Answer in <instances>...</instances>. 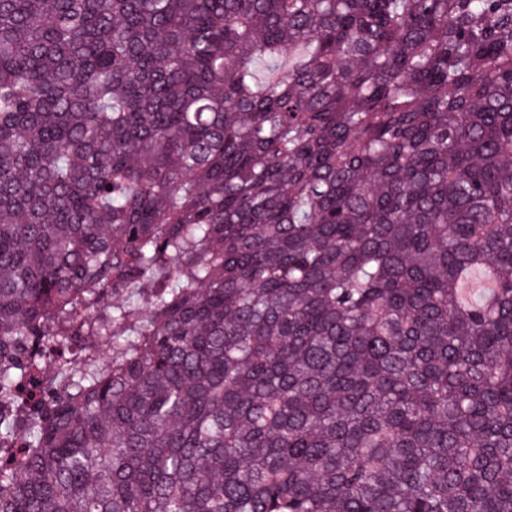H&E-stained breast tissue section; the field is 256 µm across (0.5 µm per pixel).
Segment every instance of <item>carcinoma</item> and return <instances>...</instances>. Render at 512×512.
Masks as SVG:
<instances>
[{
  "mask_svg": "<svg viewBox=\"0 0 512 512\" xmlns=\"http://www.w3.org/2000/svg\"><path fill=\"white\" fill-rule=\"evenodd\" d=\"M0 512H512V0H0Z\"/></svg>",
  "mask_w": 512,
  "mask_h": 512,
  "instance_id": "cac0c4a2",
  "label": "carcinoma"
}]
</instances>
